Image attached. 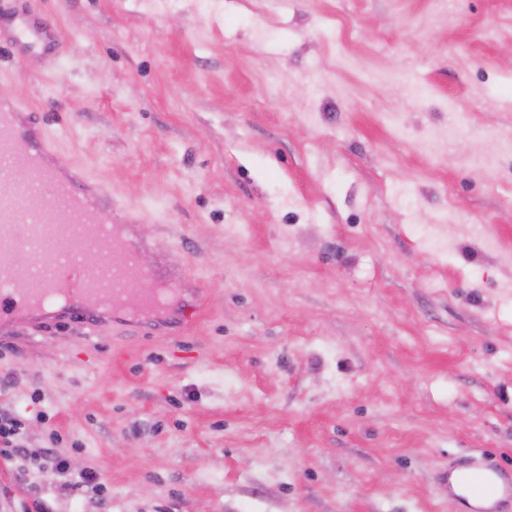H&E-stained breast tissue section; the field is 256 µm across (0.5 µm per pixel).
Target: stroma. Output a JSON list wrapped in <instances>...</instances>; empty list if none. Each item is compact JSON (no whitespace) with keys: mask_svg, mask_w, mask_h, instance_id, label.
Returning <instances> with one entry per match:
<instances>
[{"mask_svg":"<svg viewBox=\"0 0 512 512\" xmlns=\"http://www.w3.org/2000/svg\"><path fill=\"white\" fill-rule=\"evenodd\" d=\"M7 6L64 46H0V97L202 314L0 336V512H467L450 462L512 469V159L473 160L512 133V0Z\"/></svg>","mask_w":512,"mask_h":512,"instance_id":"stroma-1","label":"stroma"}]
</instances>
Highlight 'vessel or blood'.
<instances>
[{"label": "vessel or blood", "mask_w": 512, "mask_h": 512, "mask_svg": "<svg viewBox=\"0 0 512 512\" xmlns=\"http://www.w3.org/2000/svg\"><path fill=\"white\" fill-rule=\"evenodd\" d=\"M0 43L20 58L52 57L61 37L42 15L0 10ZM53 155L40 123L15 99L1 97L0 162L24 180L0 178V326L25 319L39 327L53 311L93 333L116 315L140 326L149 315L190 325L194 317L180 309L179 289L161 292L160 273L145 268L139 248L129 243L127 225L114 217L111 194L100 183L62 172ZM25 185L50 190L54 205L28 207ZM59 233L88 241L92 250L109 254L110 263L92 266L87 255L57 254L51 242ZM24 253L47 266L40 287H31L30 270L19 265ZM448 496L467 501L470 512H502L512 500V472L484 455L468 456L449 469Z\"/></svg>", "instance_id": "1"}]
</instances>
